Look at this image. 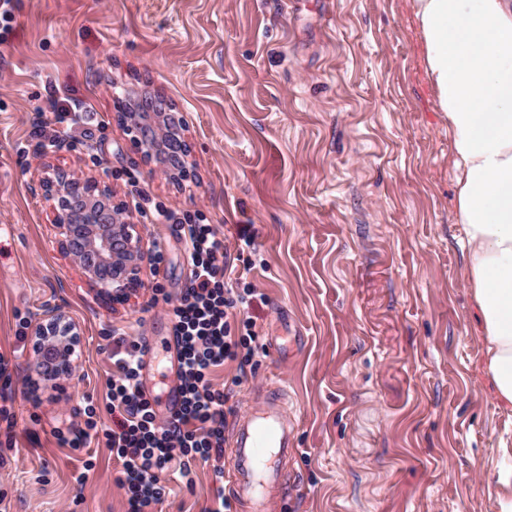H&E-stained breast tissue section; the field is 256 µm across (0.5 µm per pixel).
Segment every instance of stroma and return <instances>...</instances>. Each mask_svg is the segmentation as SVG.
I'll return each mask as SVG.
<instances>
[{
	"label": "stroma",
	"mask_w": 512,
	"mask_h": 512,
	"mask_svg": "<svg viewBox=\"0 0 512 512\" xmlns=\"http://www.w3.org/2000/svg\"><path fill=\"white\" fill-rule=\"evenodd\" d=\"M0 43V356L15 446L4 451L9 512H126L110 449L60 446L105 405L112 336L152 341L154 392L176 381L172 320L153 285L178 297L183 242L157 210L201 216L260 293L246 309L254 365L226 364L225 434L276 387L288 392L297 454L272 512H499L500 410L483 371L448 123L424 74L407 0H10ZM183 112L188 175L174 182L117 121L116 88ZM93 113L66 131L55 107ZM58 150H51V142ZM49 154H40V146ZM106 181L132 207L148 248L122 304L100 299L60 250L55 169ZM250 246H243L240 230ZM77 322L73 377L35 382L21 320L46 303ZM93 469L73 479L84 460ZM177 467L158 512H206L212 466Z\"/></svg>",
	"instance_id": "obj_1"
}]
</instances>
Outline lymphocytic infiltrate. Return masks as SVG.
I'll list each match as a JSON object with an SVG mask.
<instances>
[{"mask_svg": "<svg viewBox=\"0 0 512 512\" xmlns=\"http://www.w3.org/2000/svg\"><path fill=\"white\" fill-rule=\"evenodd\" d=\"M173 230L184 244L188 271L186 288L171 303L182 396L179 411L169 423H158L154 400L141 388L145 347L141 340L118 337L112 341L106 403L114 428L99 430L92 406L87 431L56 435L59 445L77 450L87 447L94 431H101L120 463L115 482L127 496L128 512H155L165 496L158 474L178 456L184 460L183 476H190L193 461H209L214 483L223 484L227 396L212 375L226 362L252 361L258 339L254 322L243 315L257 290L231 267L223 239L209 224L180 223Z\"/></svg>", "mask_w": 512, "mask_h": 512, "instance_id": "1", "label": "lymphocytic infiltrate"}]
</instances>
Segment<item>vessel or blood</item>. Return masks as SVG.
Instances as JSON below:
<instances>
[{
    "label": "vessel or blood",
    "mask_w": 512,
    "mask_h": 512,
    "mask_svg": "<svg viewBox=\"0 0 512 512\" xmlns=\"http://www.w3.org/2000/svg\"><path fill=\"white\" fill-rule=\"evenodd\" d=\"M232 443L229 497L238 512H271L285 489L286 466L296 453L287 392L277 389L240 418Z\"/></svg>",
    "instance_id": "1"
}]
</instances>
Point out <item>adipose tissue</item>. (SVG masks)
I'll use <instances>...</instances> for the list:
<instances>
[{
    "instance_id": "1",
    "label": "adipose tissue",
    "mask_w": 512,
    "mask_h": 512,
    "mask_svg": "<svg viewBox=\"0 0 512 512\" xmlns=\"http://www.w3.org/2000/svg\"><path fill=\"white\" fill-rule=\"evenodd\" d=\"M448 120L484 370L512 411V0H408Z\"/></svg>"
}]
</instances>
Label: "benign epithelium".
<instances>
[{
  "mask_svg": "<svg viewBox=\"0 0 512 512\" xmlns=\"http://www.w3.org/2000/svg\"><path fill=\"white\" fill-rule=\"evenodd\" d=\"M118 118L145 156L162 159L174 152L180 155V169L164 163L160 173L169 178L185 176L184 161L190 146L182 134L187 124L184 115L145 112L135 105ZM40 188L56 201L54 224L60 230L61 248L101 295L121 302L141 286L142 265L151 260V253L144 250L140 230L131 222L128 208L112 202L107 184L59 169L54 178L42 180ZM34 336L38 361L53 370L52 380L71 376V358L80 344V329L62 307L48 306L36 316Z\"/></svg>",
  "mask_w": 512,
  "mask_h": 512,
  "instance_id": "benign-epithelium-1",
  "label": "benign epithelium"
}]
</instances>
